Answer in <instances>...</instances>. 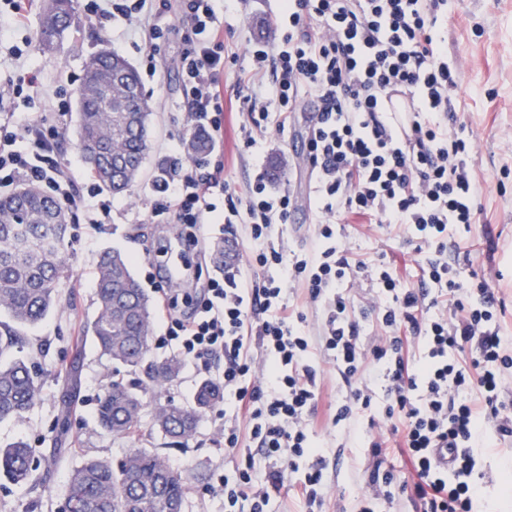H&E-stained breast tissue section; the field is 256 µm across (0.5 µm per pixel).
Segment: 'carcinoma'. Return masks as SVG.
I'll return each mask as SVG.
<instances>
[{
  "label": "carcinoma",
  "instance_id": "cac0c4a2",
  "mask_svg": "<svg viewBox=\"0 0 512 512\" xmlns=\"http://www.w3.org/2000/svg\"><path fill=\"white\" fill-rule=\"evenodd\" d=\"M77 0H49L39 42L46 49L62 43L76 12ZM119 85L112 86V78ZM139 76L123 56L103 48L86 62L76 89L77 148L102 189L120 193L131 185L128 173L139 172L149 150L151 108L133 100ZM67 215L45 190L23 185L0 195V310L19 325H34L61 301L59 288L68 278ZM232 249L218 240L212 247L214 267L224 269ZM98 315L92 332L96 348L118 366L138 369L149 351L152 303L140 288L130 261L117 251L101 253L95 276ZM14 330L0 334V359L19 348ZM181 372L178 359L153 361L144 388L115 378L106 388L97 413L98 424L114 436L142 434L145 396L162 398ZM39 375L29 360L0 362V421L18 419L35 404ZM224 398L222 386L201 380L193 404H159L152 430L187 440L202 412ZM73 406L63 400L56 438L68 433ZM34 449L24 440L0 448V476L16 485L32 480ZM186 481L160 453L132 448L116 461L87 457L71 470L66 488L69 512H177L186 498Z\"/></svg>",
  "mask_w": 512,
  "mask_h": 512
}]
</instances>
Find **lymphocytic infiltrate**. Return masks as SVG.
Returning a JSON list of instances; mask_svg holds the SVG:
<instances>
[{"label": "lymphocytic infiltrate", "mask_w": 512, "mask_h": 512, "mask_svg": "<svg viewBox=\"0 0 512 512\" xmlns=\"http://www.w3.org/2000/svg\"><path fill=\"white\" fill-rule=\"evenodd\" d=\"M178 3L192 23L176 60L187 126L219 138L225 45L217 0ZM86 12L100 29L126 17L152 54L177 31L157 0H89ZM447 16L448 0H283L277 46L252 47L235 84L249 145L254 132L294 129L303 102L315 104L298 166L312 193L318 239L294 257L290 277L322 309L317 336L306 331L305 315L285 302L279 281L246 276L282 263L272 228L289 223L293 191H272L261 172L241 196L226 183L223 163L206 170L174 152L153 184L161 199L153 217L166 215L190 229L244 224L250 230L240 263L210 279L207 298L190 316L167 315L164 336L185 360L223 357L224 391L234 398L225 447H238L240 425L249 429L252 452L240 459L236 480L220 484L224 512H236L242 500L250 501V512H267L289 470L303 473L295 487L309 512L322 506L326 458L313 446L310 421L324 362L339 384L335 423L364 415L374 430L361 512H386L399 493L410 495L417 512H473L475 449L489 433L512 436V402L503 397L512 375L504 305L492 278H461L463 233L479 221L476 201L484 185L471 163L473 131L458 107L462 66L449 62L438 33ZM395 89L415 104L404 132L382 107ZM66 115L62 101L51 118L0 113V189L37 183L63 207L82 210L97 230L110 219L112 201L98 190L76 193L57 161ZM352 215L397 228L414 243L418 287H403L384 260L354 258L344 234ZM358 279L377 289L360 313L342 292ZM370 316L376 329L369 335L364 322ZM416 343L421 349L414 358ZM394 438L413 459V483L398 482L384 464L383 450ZM446 451L451 460H443Z\"/></svg>", "instance_id": "1"}]
</instances>
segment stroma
<instances>
[{"label":"stroma","instance_id":"stroma-1","mask_svg":"<svg viewBox=\"0 0 512 512\" xmlns=\"http://www.w3.org/2000/svg\"><path fill=\"white\" fill-rule=\"evenodd\" d=\"M80 5L73 27L60 50H45L37 35L47 0H35L26 30L0 35V78L21 71H36L43 94L66 89L68 115L61 132L57 157L62 167L72 172L77 193H85L83 175L86 166L77 150V108L75 90L86 59L106 47L124 56L138 71L146 97L152 105L150 126L151 150L139 179L130 191L115 196L111 223L99 230L87 228L82 211L70 209L69 251L70 276L60 290L62 303L49 318L33 327L20 329L25 342L21 356L42 367L41 398L20 419L0 421V445L16 439L28 441L37 450L36 488L19 487L0 480V512H63L65 483L69 471L84 458L114 460L130 448H155L165 454L172 467L188 477L184 512H224V494L217 491L220 476L234 475L238 456L224 446V405L216 403L204 411L192 438L171 444L160 434L136 439H118L97 423L96 410L105 387L112 379L114 365L100 354L91 338V325L97 312L95 269L99 255L117 250L133 259L134 275L151 299H159L167 289L161 279L150 278L156 252L164 246H181L180 225L155 224L149 217L153 202L149 188L159 173L162 159L173 147L185 148L189 131L185 123L182 81L175 59L183 48L182 40L166 45L155 59H148L144 37L123 17H115L107 29L90 26ZM280 0H245L241 9L228 11L224 17V43L235 61L224 66V86L232 88L241 71L249 65L247 50L251 44H274L277 38L275 17ZM441 36L449 60L463 61L460 110L477 135L472 164L486 188L477 201L480 222L472 226L470 237L473 270L493 263L500 278L496 294L505 304L503 331L512 337V0H448V21ZM28 46L22 59H14L15 46ZM242 116L229 109L224 114V178L238 194H246L250 182L271 161L284 164L281 176L274 180L277 189H292L296 208L289 223L280 224L276 232L283 247V264L268 269V276L282 282L286 296L297 304L306 317V328L316 331L322 313L303 303L301 284L289 281L288 261L293 254L310 248L315 240V226L308 204V182L296 167L303 150L301 136L289 137L275 129L255 132L256 146L245 143L240 129ZM199 245L184 249L183 257L199 276L187 280L190 288H203L216 270L210 260L211 245L218 239L231 241L237 252L249 245L246 225L224 229L206 224L196 230ZM356 259L374 260L385 255L408 273L409 285L417 283L416 254L413 245L398 237L386 236L377 227L349 224L345 227ZM494 252H487V243ZM78 357L79 394L71 418V430L61 456H54L52 430L58 414L62 383L56 373L71 357ZM221 363L211 359L209 366L183 362L178 380L165 397L179 405H189L197 384L217 379ZM336 374L331 365L322 367V383L314 414L313 440L324 448L327 459L326 487L322 512H359L366 489L368 452L361 446L359 426L334 425L336 413ZM479 474V497L476 512H512V494L505 491L512 484V437L491 436L485 448L475 456Z\"/></svg>","mask_w":512,"mask_h":512}]
</instances>
